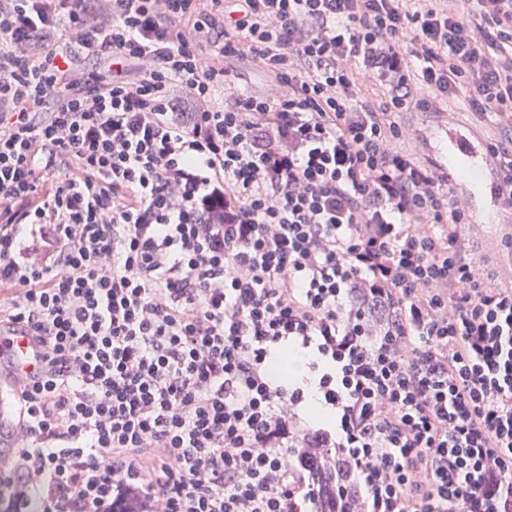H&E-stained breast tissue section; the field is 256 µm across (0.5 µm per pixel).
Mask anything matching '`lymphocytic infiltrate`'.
Here are the masks:
<instances>
[{
    "label": "lymphocytic infiltrate",
    "mask_w": 512,
    "mask_h": 512,
    "mask_svg": "<svg viewBox=\"0 0 512 512\" xmlns=\"http://www.w3.org/2000/svg\"><path fill=\"white\" fill-rule=\"evenodd\" d=\"M459 98L512 216V0H0L15 512H512V285L400 120ZM236 77L237 80L235 84L226 86V95L236 93L240 88L252 92H260L264 90L271 81V78L267 74L258 70L242 71L237 73ZM2 353L15 356L20 367L27 370L35 367L37 349L32 345L28 336H9L0 338Z\"/></svg>",
    "instance_id": "1"
}]
</instances>
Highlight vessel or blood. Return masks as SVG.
<instances>
[{
	"mask_svg": "<svg viewBox=\"0 0 512 512\" xmlns=\"http://www.w3.org/2000/svg\"><path fill=\"white\" fill-rule=\"evenodd\" d=\"M442 133L454 154L465 158L470 164V171L466 174L462 173L456 164L445 166L444 173L449 185L463 188L465 197L472 203L471 210L475 222L497 223L500 200L496 173L482 137L473 128L463 125L445 127ZM0 352L15 357L22 368L29 369L35 365L37 350L29 337L0 338Z\"/></svg>",
	"mask_w": 512,
	"mask_h": 512,
	"instance_id": "obj_1",
	"label": "vessel or blood"
}]
</instances>
